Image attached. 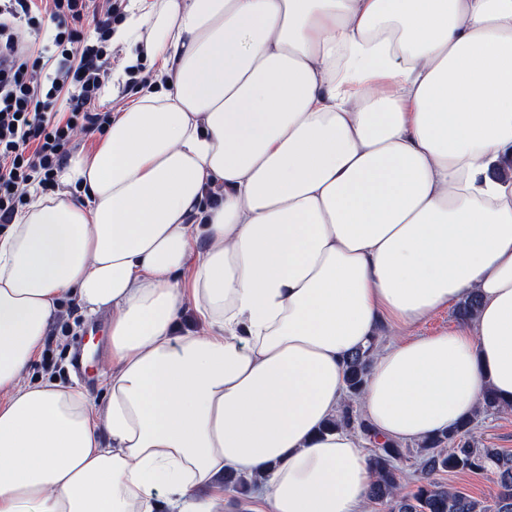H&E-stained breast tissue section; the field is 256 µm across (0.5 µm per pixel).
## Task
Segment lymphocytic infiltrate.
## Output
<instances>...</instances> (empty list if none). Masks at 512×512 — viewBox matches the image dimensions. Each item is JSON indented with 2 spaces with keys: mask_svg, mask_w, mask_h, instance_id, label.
Listing matches in <instances>:
<instances>
[{
  "mask_svg": "<svg viewBox=\"0 0 512 512\" xmlns=\"http://www.w3.org/2000/svg\"><path fill=\"white\" fill-rule=\"evenodd\" d=\"M128 0H0V224L25 205L29 187L52 191L76 132L103 131L112 117L99 104L116 25ZM58 26L51 46L25 40L41 18ZM96 22L94 38L79 29ZM65 99L57 114L54 101Z\"/></svg>",
  "mask_w": 512,
  "mask_h": 512,
  "instance_id": "f902f5d3",
  "label": "lymphocytic infiltrate"
}]
</instances>
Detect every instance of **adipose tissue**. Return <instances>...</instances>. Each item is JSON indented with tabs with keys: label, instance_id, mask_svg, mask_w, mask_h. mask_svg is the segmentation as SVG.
I'll return each instance as SVG.
<instances>
[{
	"label": "adipose tissue",
	"instance_id": "adipose-tissue-1",
	"mask_svg": "<svg viewBox=\"0 0 512 512\" xmlns=\"http://www.w3.org/2000/svg\"><path fill=\"white\" fill-rule=\"evenodd\" d=\"M116 37L153 80L0 232V512H215L228 470L255 512H364L325 424L383 320L380 436L512 410V0H131ZM71 298L110 314L96 401L21 381ZM208 329L207 321L202 317L195 305L191 301H188L180 316L179 330L203 334L207 332ZM456 307L457 304L438 311L428 319L410 328L407 333L411 335L427 336L455 325L460 320L456 315Z\"/></svg>",
	"mask_w": 512,
	"mask_h": 512
}]
</instances>
